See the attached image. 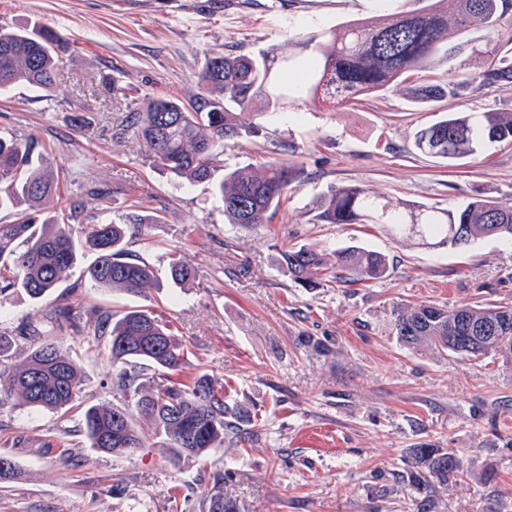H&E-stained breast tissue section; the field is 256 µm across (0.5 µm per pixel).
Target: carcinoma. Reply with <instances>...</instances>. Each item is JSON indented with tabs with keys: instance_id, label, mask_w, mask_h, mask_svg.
I'll use <instances>...</instances> for the list:
<instances>
[{
	"instance_id": "cac0c4a2",
	"label": "carcinoma",
	"mask_w": 512,
	"mask_h": 512,
	"mask_svg": "<svg viewBox=\"0 0 512 512\" xmlns=\"http://www.w3.org/2000/svg\"><path fill=\"white\" fill-rule=\"evenodd\" d=\"M453 4L448 11L444 4ZM512 0H432L417 12H400L370 22H349L309 38L312 51L304 76L293 91L279 81L277 69L288 68L280 48L256 56L217 55L200 74L195 103L146 98L125 117V127L143 140L154 162L176 182L194 184L212 179L224 166V142L258 132L244 125L242 111L254 115L282 109L295 93L313 101L337 105L361 96L401 86L410 73L438 61L450 62L466 50L478 62L466 81L448 76L445 84L406 87L417 102L428 103L459 95L463 89L485 90L512 83V35L489 49L471 31L497 32ZM61 58L55 36L48 31L30 34L0 27V90L15 84L49 89L56 83ZM512 142V112H483L480 116L451 114L415 133V149L448 161L455 167L475 156L484 141ZM300 171L284 161H267L224 174L216 191L224 202L230 224L253 228L265 224ZM59 178L48 172L43 152L31 140L0 134V211L28 205L12 224H0V296L21 291L29 300L48 302L66 272L85 251L95 253L88 268L90 282L107 290L139 293L158 288L152 267L128 250L130 225L104 222L82 233L73 230L72 208L53 221L39 220L46 199L56 195ZM317 220L323 224H387L407 239L424 245L466 246L484 237L512 244V206L490 197L470 196L457 210L411 206L373 196L359 186L331 189L323 198ZM295 282L314 287L339 279L370 282L385 276L386 259L378 252L349 247L336 252L330 263L324 254L302 247L282 253ZM191 265L180 259L169 270L171 283L183 288L192 282ZM490 328L486 345L468 339L470 327ZM396 336L409 348L427 347L442 355L481 358L512 352V305L486 302L453 308L437 304L403 307L396 313ZM72 331L89 336L98 352L118 367L112 390L134 397L132 405L90 404L82 413L80 429L92 447L112 455H128L142 447L140 419L151 423L169 460L202 459L224 447L240 425L256 427L261 419L224 401V384L207 372L173 379L185 364L184 343L170 321L154 309L134 306L112 312L88 309L79 302L45 308L42 324L22 325L11 333L0 331V409L22 405L64 415L71 412L81 392L83 371L62 347L42 340L53 332ZM29 342L24 359L4 366L18 339ZM169 374L151 385L149 376ZM468 476L458 448H415L405 481L416 512H435L436 487L457 484ZM224 475L214 476V493L204 512H237L224 498Z\"/></svg>"
}]
</instances>
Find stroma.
I'll list each match as a JSON object with an SVG mask.
<instances>
[{
  "instance_id": "obj_1",
  "label": "stroma",
  "mask_w": 512,
  "mask_h": 512,
  "mask_svg": "<svg viewBox=\"0 0 512 512\" xmlns=\"http://www.w3.org/2000/svg\"><path fill=\"white\" fill-rule=\"evenodd\" d=\"M428 0H0V26L51 30L62 62L52 89L0 90V134L36 139L64 181L44 217L76 207L82 225L139 220L129 249L163 284L138 294L94 287L80 256L56 290L65 302L162 311L188 348L185 374L224 384L229 405L263 420L245 445L226 440L207 461L171 466L151 427L130 456L92 448L77 417L0 410V456L19 466L0 483V512H201L224 475L239 512H412L403 482L411 449L459 448L472 478L437 488L438 512H512V355L445 357L408 348L394 321L406 305L512 304V246L489 237L466 247L394 239L379 224H323L330 189L360 185L394 201L454 209L479 194L512 205V143H488L466 165L416 153L421 127L449 113L510 112L512 84L446 97L429 107L403 89L338 109L306 101L254 118L258 134L226 142L225 169L276 158L301 178L273 219L254 229L224 221L209 183L167 180L148 144L121 130L146 97L195 102L206 58L290 44L284 81L307 52L301 41L353 20L423 8ZM386 255L366 284L304 288L281 264L288 249L327 257L348 247ZM196 271L193 287L164 277L170 261ZM84 368L80 402L124 405L112 364L84 337L61 335Z\"/></svg>"
}]
</instances>
